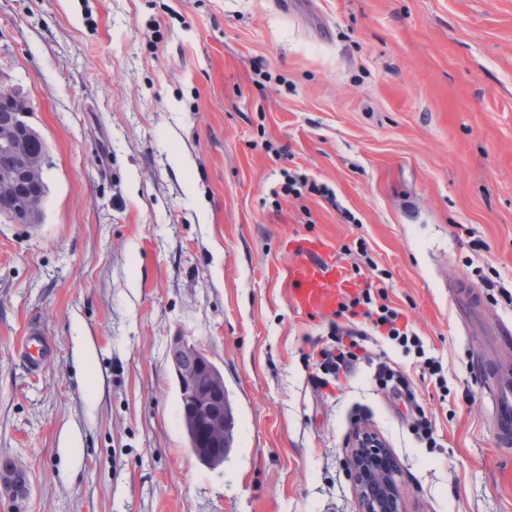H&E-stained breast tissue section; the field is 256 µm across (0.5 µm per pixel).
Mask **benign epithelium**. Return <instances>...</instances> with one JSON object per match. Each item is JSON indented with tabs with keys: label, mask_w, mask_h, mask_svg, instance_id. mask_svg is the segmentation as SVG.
I'll return each mask as SVG.
<instances>
[{
	"label": "benign epithelium",
	"mask_w": 512,
	"mask_h": 512,
	"mask_svg": "<svg viewBox=\"0 0 512 512\" xmlns=\"http://www.w3.org/2000/svg\"><path fill=\"white\" fill-rule=\"evenodd\" d=\"M31 105L20 87L0 76V210L15 224L43 221L48 195V148L30 122ZM168 362L177 379L182 425L189 428L195 456L213 464L233 444L234 416L224 374L208 353L183 337L174 339ZM356 512H403L399 463L380 438L360 430L348 445ZM0 492L15 500L28 493L26 472L0 463Z\"/></svg>",
	"instance_id": "7a95c632"
}]
</instances>
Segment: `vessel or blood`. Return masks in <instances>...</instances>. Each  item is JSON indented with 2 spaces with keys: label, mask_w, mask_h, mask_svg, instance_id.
Masks as SVG:
<instances>
[{
  "label": "vessel or blood",
  "mask_w": 512,
  "mask_h": 512,
  "mask_svg": "<svg viewBox=\"0 0 512 512\" xmlns=\"http://www.w3.org/2000/svg\"><path fill=\"white\" fill-rule=\"evenodd\" d=\"M292 260L286 270L293 307L305 315L333 318L346 293L357 283L336 259L333 246L320 239L299 238L286 245ZM50 345L38 326H30L20 351L31 374H38L49 356ZM495 425L502 436L512 435V385L497 386L492 396Z\"/></svg>",
  "instance_id": "b4317fda"
}]
</instances>
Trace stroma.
<instances>
[{
    "label": "stroma",
    "mask_w": 512,
    "mask_h": 512,
    "mask_svg": "<svg viewBox=\"0 0 512 512\" xmlns=\"http://www.w3.org/2000/svg\"><path fill=\"white\" fill-rule=\"evenodd\" d=\"M0 76L50 163L42 223L0 213V460L28 474L24 512H355L359 428L395 454L404 512H512L488 393L512 378V0H0ZM286 170L332 198L281 194ZM294 236L440 358L444 393L369 345L440 447L373 366L314 383L329 325L289 301ZM178 336L224 373L216 468L179 422ZM49 351V342L42 336L39 327L30 326L28 336L24 338L20 355L31 374L36 375L41 372L49 356ZM382 358L384 360H382ZM380 357L375 370V378L382 389H389L398 396L403 395L408 402L413 403L416 418L412 425V432L421 444H425L428 448H436L437 429L435 420L428 416L424 408L419 404L417 392L410 378L396 365H392L385 360V355Z\"/></svg>",
    "instance_id": "1"
}]
</instances>
